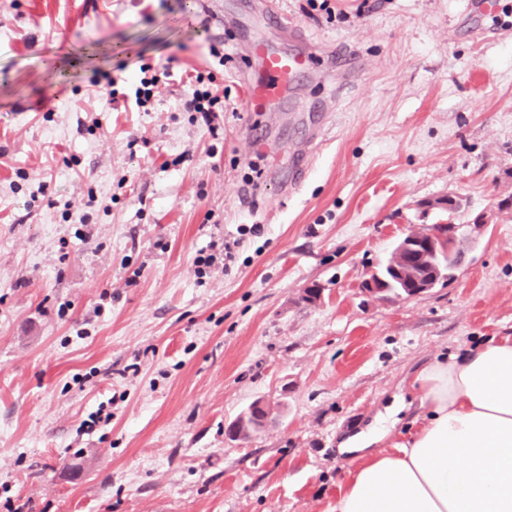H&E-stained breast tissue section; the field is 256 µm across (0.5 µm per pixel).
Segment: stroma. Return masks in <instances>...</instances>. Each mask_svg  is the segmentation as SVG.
<instances>
[{"instance_id": "35a3bbf8", "label": "stroma", "mask_w": 512, "mask_h": 512, "mask_svg": "<svg viewBox=\"0 0 512 512\" xmlns=\"http://www.w3.org/2000/svg\"><path fill=\"white\" fill-rule=\"evenodd\" d=\"M468 3L0 0V512H334L340 443L398 399L413 430L421 368L512 333V0L480 34ZM297 33L365 69H315L252 111L250 42ZM145 63L172 76L141 112ZM208 70L213 131L180 101ZM320 112L334 124L306 142L298 119ZM303 146L310 169L284 187ZM450 194L458 211L423 210ZM480 214L453 280L366 291L413 226ZM236 236L229 270L199 269ZM258 400L266 428L231 440Z\"/></svg>"}]
</instances>
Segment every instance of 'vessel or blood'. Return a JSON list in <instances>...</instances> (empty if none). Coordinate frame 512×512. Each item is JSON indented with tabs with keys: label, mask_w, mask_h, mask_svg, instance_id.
<instances>
[{
	"label": "vessel or blood",
	"mask_w": 512,
	"mask_h": 512,
	"mask_svg": "<svg viewBox=\"0 0 512 512\" xmlns=\"http://www.w3.org/2000/svg\"><path fill=\"white\" fill-rule=\"evenodd\" d=\"M250 53L259 62L264 73L263 78L254 81L248 88L249 106L255 112L281 101L311 68L315 56L310 49L289 53L262 41L253 42ZM325 56L330 69L349 75L356 74L363 65L361 58L350 52L329 50Z\"/></svg>",
	"instance_id": "vessel-or-blood-1"
}]
</instances>
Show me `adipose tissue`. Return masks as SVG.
Segmentation results:
<instances>
[{"instance_id":"ef3b65f1","label":"adipose tissue","mask_w":512,"mask_h":512,"mask_svg":"<svg viewBox=\"0 0 512 512\" xmlns=\"http://www.w3.org/2000/svg\"><path fill=\"white\" fill-rule=\"evenodd\" d=\"M414 383L420 425L390 452L373 451V433L352 445L336 512H512V334L434 360Z\"/></svg>"}]
</instances>
